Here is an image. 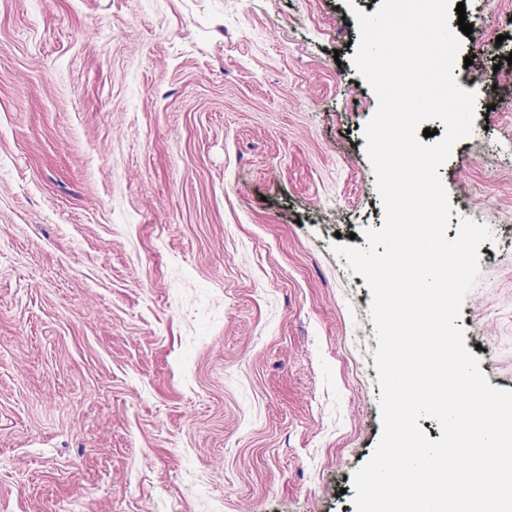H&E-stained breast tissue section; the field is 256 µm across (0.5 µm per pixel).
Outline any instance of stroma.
Segmentation results:
<instances>
[{
	"label": "stroma",
	"mask_w": 512,
	"mask_h": 512,
	"mask_svg": "<svg viewBox=\"0 0 512 512\" xmlns=\"http://www.w3.org/2000/svg\"><path fill=\"white\" fill-rule=\"evenodd\" d=\"M463 2L446 236L491 232L458 324L512 391V0ZM380 4L0 0V512H355Z\"/></svg>",
	"instance_id": "obj_1"
}]
</instances>
